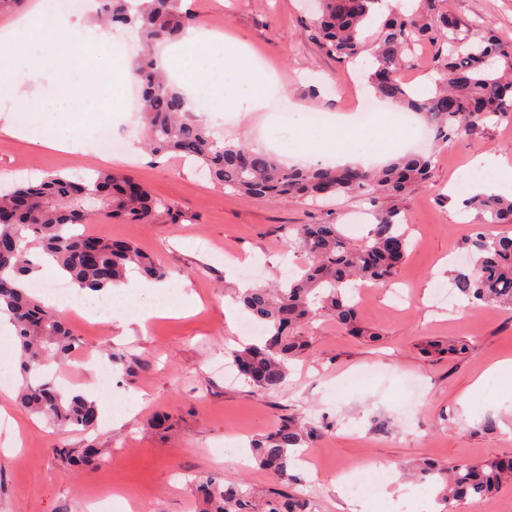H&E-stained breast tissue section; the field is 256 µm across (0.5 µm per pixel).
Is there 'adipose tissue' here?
<instances>
[{"mask_svg":"<svg viewBox=\"0 0 512 512\" xmlns=\"http://www.w3.org/2000/svg\"><path fill=\"white\" fill-rule=\"evenodd\" d=\"M160 65L173 77L186 73L189 102H197L203 93L215 97L220 112L259 111L266 106L274 85L272 75L255 66L243 42L211 32L192 34L169 45L160 57ZM298 137L306 146V161L312 163L362 164L369 158L348 116L341 117L333 128L299 129ZM469 167L476 175L470 194H491L512 187V167L494 154H475Z\"/></svg>","mask_w":512,"mask_h":512,"instance_id":"ef3b65f1","label":"adipose tissue"}]
</instances>
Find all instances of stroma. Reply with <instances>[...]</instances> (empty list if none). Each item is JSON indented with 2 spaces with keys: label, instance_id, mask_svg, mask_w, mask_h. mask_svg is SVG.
Masks as SVG:
<instances>
[{
  "label": "stroma",
  "instance_id": "obj_1",
  "mask_svg": "<svg viewBox=\"0 0 512 512\" xmlns=\"http://www.w3.org/2000/svg\"><path fill=\"white\" fill-rule=\"evenodd\" d=\"M203 30L245 41L275 80L264 112L210 113L217 140L242 141L273 154L299 152L297 125L275 121L272 107L298 105L308 112L346 115L356 97L370 94V56L341 65L302 31L306 0H188ZM462 32H493L512 43V0H447ZM103 95L113 112L97 122H78V151L48 148L9 131L0 119V180H40L57 172L77 178L98 169L131 175L180 213L156 224L99 219L90 233L131 242L165 268L160 293L113 298V320L63 311L78 341L59 368L71 386L92 383L82 355L94 350L112 377L97 397L109 425L83 431L60 428L26 411L7 407L0 430V512H96L106 496L112 512H198L192 486L220 470L225 482H242L255 494L271 484L269 473L248 456L251 439L274 429L284 416L300 415L322 426L310 461H298L296 490L313 487L316 512H354L371 502L374 512H417V499L400 495L393 470L428 459L445 465L512 455V375L486 376L477 398L465 400L470 383L503 358H512V313L476 307L464 297L453 306L434 300L451 288L480 218L461 205L458 181L466 179L474 154L488 152L512 165V123L489 120L477 138L463 137L437 148L430 178L402 199L363 195L274 204L222 189L197 173L192 161L169 152L156 157L139 145L140 116L127 110L125 84ZM125 132L127 151L106 155L96 146L100 126ZM398 207L409 246L393 282L364 289L357 303L361 325L379 332L369 342L349 336L329 318L313 321L308 349L294 360L280 391L267 394L223 372L227 350L248 339L228 321L225 303L241 284L282 278L285 265L300 269L306 258L295 246L301 224L330 222L349 237L364 239L375 215ZM195 293L196 313L157 319L147 329L123 335L115 316L154 303L176 305ZM470 341L464 355L427 354L428 342ZM417 378L422 395L408 403L406 378ZM166 417V429L154 421ZM388 424L378 432L377 421ZM96 447L108 472L66 467L58 446Z\"/></svg>",
  "mask_w": 512,
  "mask_h": 512
}]
</instances>
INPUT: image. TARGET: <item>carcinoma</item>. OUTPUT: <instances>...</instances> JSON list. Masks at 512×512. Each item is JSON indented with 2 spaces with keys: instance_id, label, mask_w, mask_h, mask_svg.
I'll list each match as a JSON object with an SVG mask.
<instances>
[{
  "instance_id": "cac0c4a2",
  "label": "carcinoma",
  "mask_w": 512,
  "mask_h": 512,
  "mask_svg": "<svg viewBox=\"0 0 512 512\" xmlns=\"http://www.w3.org/2000/svg\"><path fill=\"white\" fill-rule=\"evenodd\" d=\"M379 0H314L315 14L306 26L308 36L341 64L367 53L372 57L369 85L373 94L405 112L429 119L435 144L460 136H479L488 120L512 118V44L486 33L464 35L457 19L441 7L442 0H418L417 7L389 14L372 43L363 37L365 21ZM110 20L136 30L139 60L136 81L142 92V135L156 154L175 152L208 171L213 183L236 193L257 195L272 203L297 198H330L355 193L402 197L426 181L435 166L436 151L409 152L378 171L361 165H293L275 155L238 143L215 139L206 122L186 109V96L158 66L154 46L188 34L193 22L184 0H107ZM432 50L435 92L425 100L413 98L399 76L408 56L419 47ZM98 199L109 216L131 224H154L176 219V213L142 184L127 175L98 170L88 179L71 180L58 173L37 184H15L0 191V313L9 316L21 347L24 385L18 395L26 410L60 426L84 431L97 425L95 402L62 392L47 376L51 362L75 349L70 326L17 280L32 270L27 255L38 248L64 269L71 282L101 292L125 279L136 267L148 278L164 272L146 254L126 241H110L81 230L93 223ZM469 204L481 212L484 224H512V199L477 194ZM296 244L307 257L302 273L271 288H247L237 294L243 310L266 326L263 343L232 350L238 375L265 393L280 390L288 363L306 350L300 328L327 315L349 335L371 342L379 335L362 327L351 298L356 281L375 285L392 280L409 241L399 211L378 214L368 236L354 241L334 224H301ZM469 249L477 255L473 267L458 271L453 285L473 304L512 308V236L479 231ZM470 344L446 347L430 343L427 353L462 355ZM321 431L304 427L290 415L252 446L255 459L274 478L273 487L257 497L238 484H220L211 477L198 481L195 491L205 512H315L311 500L290 488V474L299 448H309ZM66 464L79 466L100 460L97 448H58ZM420 479L442 484L447 505L483 501L512 484V457L439 467L415 466Z\"/></svg>"
}]
</instances>
